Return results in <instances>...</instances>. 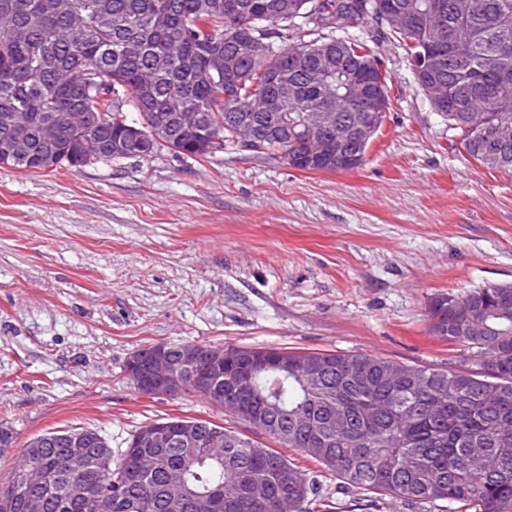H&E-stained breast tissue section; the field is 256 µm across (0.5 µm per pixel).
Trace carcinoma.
Segmentation results:
<instances>
[{"label":"carcinoma","instance_id":"1","mask_svg":"<svg viewBox=\"0 0 512 512\" xmlns=\"http://www.w3.org/2000/svg\"><path fill=\"white\" fill-rule=\"evenodd\" d=\"M50 2L0 0L1 165L39 172L134 158L130 149H114L130 127L159 136L153 152L163 147L205 157L214 152L209 135L223 138L226 146L235 143L227 114L245 112L249 97L267 88L286 101L296 121L329 104L350 121L364 107L350 97L351 74L362 64L385 113L388 76L377 55L357 39L329 33L315 17L348 27L368 19L380 24L390 6L408 4L417 13L416 25L391 28L389 34L414 62L426 56L432 27L448 29V39L462 51L448 48L434 61L449 91L439 113L467 156L512 172V142L493 137L498 125L512 124V95L497 92L500 83H512V0H470L473 11L466 17L454 14V0H288L286 18L274 12L277 0H75L87 16L82 30L70 29L48 8ZM117 14L130 15L131 22L112 27ZM227 27L240 39L263 37L270 45L267 56L239 60L229 97L224 69L213 57ZM172 40L183 43L179 57L168 54ZM338 46L337 68L330 72L291 69L288 55L298 49L334 54ZM172 96L206 113L202 135L183 133L172 121L162 129L155 123ZM130 108L138 119L127 117ZM78 109L92 114L88 127H64L54 147L40 141L44 122ZM12 129L27 133L28 156L9 155ZM368 148L353 147L352 161L313 159L298 138L282 136L269 118L257 153L301 171L336 172L360 167ZM427 317L430 333L470 348L477 368L438 370L365 353L290 351L292 372L272 366L251 378L255 401L270 418L261 432L369 493L512 512V285L439 294L429 302ZM477 322L484 323V335L463 333ZM179 422L162 418L142 427L119 458L103 442L98 452L109 461L106 472L78 468V448L54 443L23 449L10 480L0 485V512H20L17 482L33 468L46 477L45 512H81L73 491L78 480L98 487L103 512H207L163 499L170 469L181 472L189 498L239 504L220 512H275L274 499L284 492L294 499L295 512H311L314 481L277 450L229 427L195 420L202 430L224 431L228 442L219 449L198 438L170 448L138 446L156 424Z\"/></svg>","mask_w":512,"mask_h":512}]
</instances>
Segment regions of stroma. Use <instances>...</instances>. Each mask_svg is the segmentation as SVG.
Masks as SVG:
<instances>
[{
    "label": "stroma",
    "mask_w": 512,
    "mask_h": 512,
    "mask_svg": "<svg viewBox=\"0 0 512 512\" xmlns=\"http://www.w3.org/2000/svg\"><path fill=\"white\" fill-rule=\"evenodd\" d=\"M367 43L390 108L357 169L303 172L227 147L32 173L0 165V423L16 441L90 428L121 454L161 418L207 419L267 442L199 394L140 393L130 354L155 343L366 353L456 369L466 348L433 336L430 299L512 283V173L456 146L398 43ZM314 512L368 498L302 451Z\"/></svg>",
    "instance_id": "obj_1"
}]
</instances>
